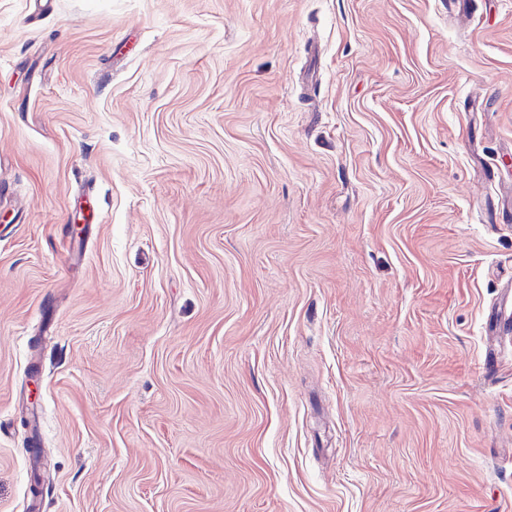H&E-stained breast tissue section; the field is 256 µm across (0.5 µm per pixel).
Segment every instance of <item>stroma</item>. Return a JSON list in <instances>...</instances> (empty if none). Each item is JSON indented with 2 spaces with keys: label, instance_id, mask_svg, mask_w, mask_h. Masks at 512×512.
<instances>
[{
  "label": "stroma",
  "instance_id": "stroma-1",
  "mask_svg": "<svg viewBox=\"0 0 512 512\" xmlns=\"http://www.w3.org/2000/svg\"><path fill=\"white\" fill-rule=\"evenodd\" d=\"M38 7L0 0V512H512V0Z\"/></svg>",
  "mask_w": 512,
  "mask_h": 512
}]
</instances>
